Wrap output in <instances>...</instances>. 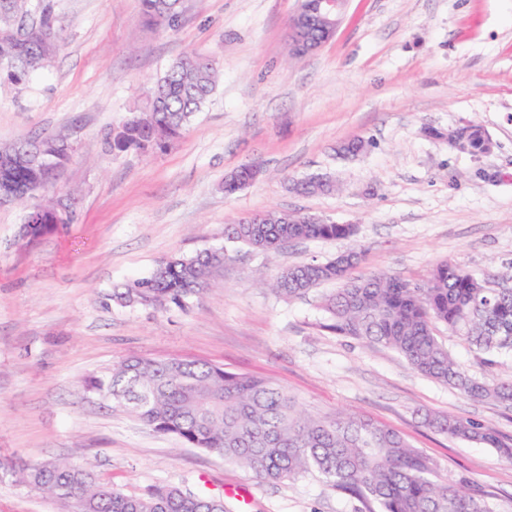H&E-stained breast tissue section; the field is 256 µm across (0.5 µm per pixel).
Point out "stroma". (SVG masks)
<instances>
[{"instance_id":"1","label":"stroma","mask_w":512,"mask_h":512,"mask_svg":"<svg viewBox=\"0 0 512 512\" xmlns=\"http://www.w3.org/2000/svg\"><path fill=\"white\" fill-rule=\"evenodd\" d=\"M298 0H183L175 28L145 25L140 0H53L62 48L24 87L0 85V144L58 133L74 145L58 189L71 223L37 239L26 208L0 205V461L60 456L91 465L128 494L172 484L224 498L231 512H367L316 474L264 482L188 448L85 390L131 356L179 357L272 381L305 411L356 413L401 433L444 478L469 479L495 512H512V465L496 449L427 427L458 415L512 443V408L427 379L395 351L326 330L333 283L286 300L260 278L349 248L356 275L420 282L451 259L498 285L512 263V0H349L336 36L294 57ZM217 66L216 90L171 149L115 154L112 130L143 105L184 52ZM482 126L489 152L446 134ZM440 131L426 137L425 128ZM363 138L345 157L343 142ZM261 172L225 196L226 174ZM329 175L339 190L299 195L291 181ZM267 211L355 224L343 241L272 253L239 247L217 288L187 308L122 306L113 288L178 254L224 246V227ZM451 356L489 383L512 377V353L486 365L463 335L437 326ZM0 512H65L56 499L0 479Z\"/></svg>"}]
</instances>
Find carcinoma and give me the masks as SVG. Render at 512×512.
<instances>
[{"label": "carcinoma", "mask_w": 512, "mask_h": 512, "mask_svg": "<svg viewBox=\"0 0 512 512\" xmlns=\"http://www.w3.org/2000/svg\"><path fill=\"white\" fill-rule=\"evenodd\" d=\"M142 15L157 28L170 29L181 14L182 0H141ZM55 24L48 0H0V80L27 85L45 69L57 51L47 52L38 28ZM216 70L197 53L180 56L156 82L144 111L113 131L110 150L163 151L176 143L194 114L213 94ZM69 139L59 134L0 146L25 157L9 178L28 196L54 185L69 162ZM448 145L468 154L491 148L484 130L463 124L451 131ZM298 194H331L336 184L314 176L292 182ZM272 224H227L230 242L269 252L301 240H345L354 225L336 224L309 214H292L295 224H281L284 214L270 212ZM31 235L56 223L50 207L28 213ZM344 267L336 260L302 263L282 271L270 283L272 292L297 299L327 282L342 288L324 298L329 314L325 328L365 344L396 351L421 375L447 384L472 399L492 398L512 405V381L488 384L469 375L434 334L441 323L461 332L479 354L512 351V288L488 282L452 260L437 263L425 281L411 283L385 272L352 276L360 254L351 252ZM234 256L227 248H205L161 263L151 276L116 290L112 299L124 305L184 308L213 288ZM87 387L126 408L152 430L173 435L189 447L214 453L254 477L271 482L316 472L326 484L373 505L370 512H494L492 504L467 482L448 483L434 475L430 462L396 431L357 414L317 417L300 411L285 389L263 378L180 358L129 357ZM429 426L451 437L485 443L512 461V447L495 432L459 416L429 415ZM21 484L49 495L63 489L85 496V512H229L224 500L156 486L143 496L126 495L101 481L86 464L55 458L11 470Z\"/></svg>", "instance_id": "carcinoma-1"}]
</instances>
